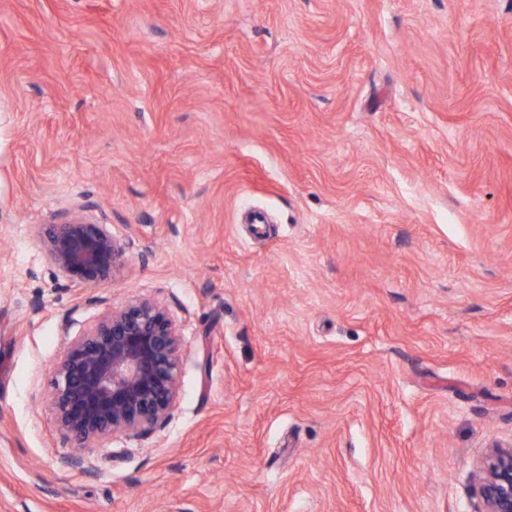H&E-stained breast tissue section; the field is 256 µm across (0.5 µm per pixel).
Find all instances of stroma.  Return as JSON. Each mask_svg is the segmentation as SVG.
Returning a JSON list of instances; mask_svg holds the SVG:
<instances>
[{
    "label": "stroma",
    "instance_id": "stroma-1",
    "mask_svg": "<svg viewBox=\"0 0 512 512\" xmlns=\"http://www.w3.org/2000/svg\"><path fill=\"white\" fill-rule=\"evenodd\" d=\"M142 297L179 398L74 471L53 365ZM510 440L512 0H0V512H472ZM41 236L49 261L68 280L88 287L115 276L129 261L126 245L108 225L89 223L83 216L48 224Z\"/></svg>",
    "mask_w": 512,
    "mask_h": 512
}]
</instances>
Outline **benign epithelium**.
<instances>
[{
  "instance_id": "1",
  "label": "benign epithelium",
  "mask_w": 512,
  "mask_h": 512,
  "mask_svg": "<svg viewBox=\"0 0 512 512\" xmlns=\"http://www.w3.org/2000/svg\"><path fill=\"white\" fill-rule=\"evenodd\" d=\"M49 261L73 282L93 287L129 261L106 224L76 216L42 231ZM181 333L169 312L141 298L107 309L76 336L54 365L52 408L60 435L83 468L81 450L120 435H142L164 423L179 396ZM474 512H512V441L494 442L476 463Z\"/></svg>"
}]
</instances>
